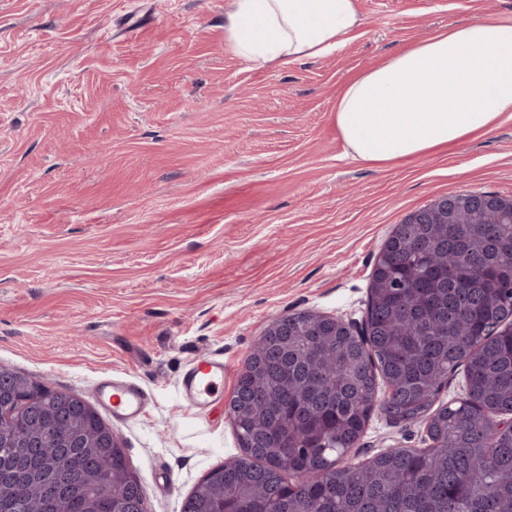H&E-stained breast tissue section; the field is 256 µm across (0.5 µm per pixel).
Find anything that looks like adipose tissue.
<instances>
[{
	"mask_svg": "<svg viewBox=\"0 0 512 512\" xmlns=\"http://www.w3.org/2000/svg\"><path fill=\"white\" fill-rule=\"evenodd\" d=\"M364 24L356 0H234L224 41L285 67L342 50ZM512 119V23L473 20L418 39L341 90L338 134L353 160L417 158Z\"/></svg>",
	"mask_w": 512,
	"mask_h": 512,
	"instance_id": "adipose-tissue-1",
	"label": "adipose tissue"
}]
</instances>
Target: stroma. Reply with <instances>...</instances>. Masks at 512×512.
Returning a JSON list of instances; mask_svg holds the SVG:
<instances>
[{"instance_id": "35a3bbf8", "label": "stroma", "mask_w": 512, "mask_h": 512, "mask_svg": "<svg viewBox=\"0 0 512 512\" xmlns=\"http://www.w3.org/2000/svg\"><path fill=\"white\" fill-rule=\"evenodd\" d=\"M231 0H0V366L97 405L106 373L153 397L113 421L149 512H181L239 443L225 403L181 399L188 362L224 393L279 316L362 317L384 242L452 192L512 196V119L379 168L345 153L357 73L512 0H357L336 54L257 67L224 41ZM373 412L347 455L425 448ZM223 387L224 361L211 356L194 358L180 382L182 398L200 411L210 407Z\"/></svg>"}]
</instances>
